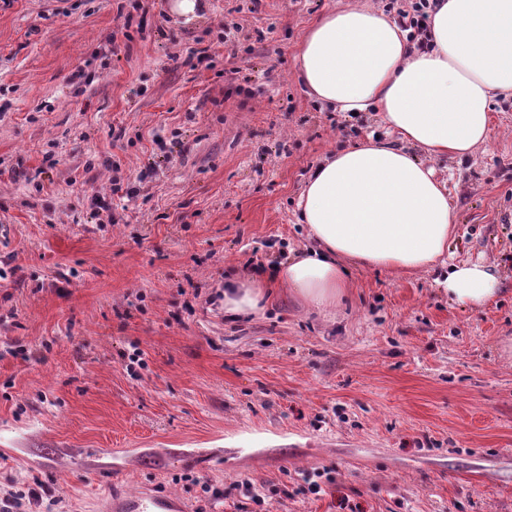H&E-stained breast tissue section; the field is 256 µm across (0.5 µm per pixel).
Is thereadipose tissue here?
<instances>
[{
    "label": "adipose tissue",
    "mask_w": 512,
    "mask_h": 512,
    "mask_svg": "<svg viewBox=\"0 0 512 512\" xmlns=\"http://www.w3.org/2000/svg\"><path fill=\"white\" fill-rule=\"evenodd\" d=\"M428 26L431 41L418 50L389 15L353 6L314 22L301 45L297 75L316 102L379 113L390 133L331 154L306 181L299 206L312 244L276 265L274 279L314 310L340 304L349 262L416 272L443 261L454 215L448 184L427 160L487 145L493 99L512 97V0H438ZM437 285L477 308L500 279L487 262L465 261ZM264 286L250 273L229 278L225 313H260Z\"/></svg>",
    "instance_id": "obj_1"
}]
</instances>
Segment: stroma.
<instances>
[{"label":"stroma","instance_id":"stroma-1","mask_svg":"<svg viewBox=\"0 0 512 512\" xmlns=\"http://www.w3.org/2000/svg\"><path fill=\"white\" fill-rule=\"evenodd\" d=\"M122 2L0 0V499L105 512L117 485L188 512H512V98L488 146L432 162L448 259L496 266L489 303L450 302L438 266L355 269L329 313L275 286L233 320L225 280L308 245L311 169L386 133L316 103L295 69L315 19L383 2L147 0L129 24ZM228 21L234 47L197 60ZM111 448L138 455L116 485Z\"/></svg>","mask_w":512,"mask_h":512}]
</instances>
